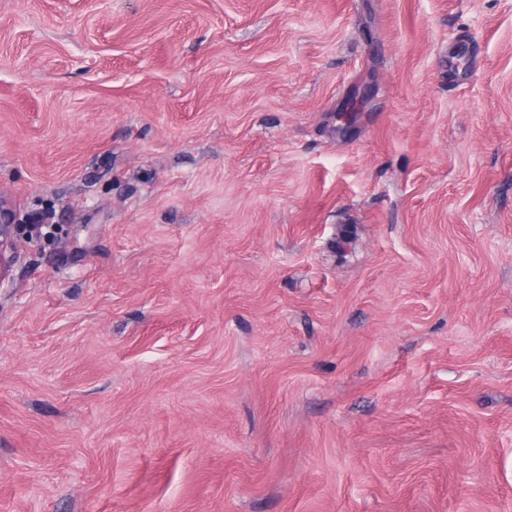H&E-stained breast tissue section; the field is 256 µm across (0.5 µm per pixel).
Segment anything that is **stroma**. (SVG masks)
Listing matches in <instances>:
<instances>
[{"mask_svg": "<svg viewBox=\"0 0 512 512\" xmlns=\"http://www.w3.org/2000/svg\"><path fill=\"white\" fill-rule=\"evenodd\" d=\"M0 512H512V0H0ZM19 230L12 212L0 206V288L12 281L14 242Z\"/></svg>", "mask_w": 512, "mask_h": 512, "instance_id": "stroma-1", "label": "stroma"}]
</instances>
